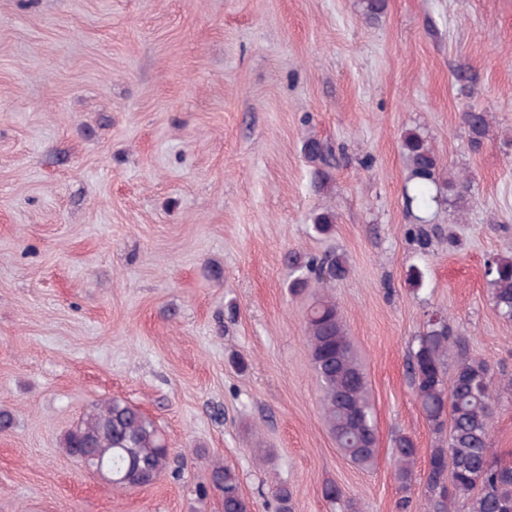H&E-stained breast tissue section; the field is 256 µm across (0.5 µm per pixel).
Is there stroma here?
<instances>
[{
    "label": "stroma",
    "mask_w": 512,
    "mask_h": 512,
    "mask_svg": "<svg viewBox=\"0 0 512 512\" xmlns=\"http://www.w3.org/2000/svg\"><path fill=\"white\" fill-rule=\"evenodd\" d=\"M486 112L472 147L463 114ZM469 184L413 239L406 131ZM330 149L311 181L301 146ZM336 213L333 235L313 213ZM512 248V0H0V512H398L394 438L435 436L409 350L440 313L494 376L512 321L485 276ZM341 254L331 283L376 414L377 464L336 449L288 252ZM424 274L420 291L411 267ZM164 432L171 468L115 488L62 440L112 398ZM342 502L323 495L326 483ZM210 485L221 497L224 512L251 511L242 495L239 478L232 469L221 464L214 465Z\"/></svg>",
    "instance_id": "35a3bbf8"
}]
</instances>
